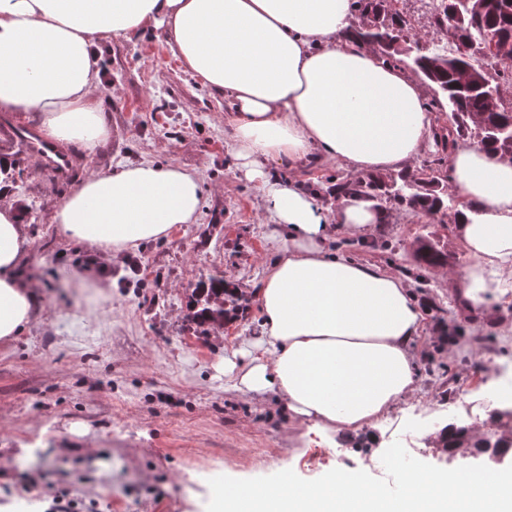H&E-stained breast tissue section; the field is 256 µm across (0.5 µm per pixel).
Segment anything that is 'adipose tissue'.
I'll list each match as a JSON object with an SVG mask.
<instances>
[{"instance_id":"obj_1","label":"adipose tissue","mask_w":512,"mask_h":512,"mask_svg":"<svg viewBox=\"0 0 512 512\" xmlns=\"http://www.w3.org/2000/svg\"><path fill=\"white\" fill-rule=\"evenodd\" d=\"M352 17V0H0V112L38 114L46 139L92 150L109 138L99 50L150 27L164 29L185 71L228 99V150L260 185L279 248L255 292L261 333L220 366L242 397L273 398L308 433L375 427L418 391L424 319L409 281L330 247L336 234L370 241L384 213L344 198L327 217L300 185L269 175L276 164L398 170L434 131L420 84L345 38ZM448 160L470 260L465 298L476 308L512 287V160L462 143ZM200 200L198 173L139 162L87 177L53 221L94 249L102 271L82 285L103 297L106 268L195 223ZM29 244L17 208L1 202L5 343L42 309L40 288L18 272Z\"/></svg>"}]
</instances>
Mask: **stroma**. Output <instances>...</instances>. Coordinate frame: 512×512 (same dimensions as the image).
<instances>
[{"mask_svg": "<svg viewBox=\"0 0 512 512\" xmlns=\"http://www.w3.org/2000/svg\"><path fill=\"white\" fill-rule=\"evenodd\" d=\"M100 68L111 134L91 152L61 147L79 158L80 177L171 163L198 172L202 206L196 223L139 245L140 273L113 268L111 296L95 299L79 285L89 248L52 222L72 184L56 185L34 158L3 147L13 127L34 129L37 119L0 125V159L30 172L0 194L20 208L30 236L22 272L44 295L21 336L0 342V512H45L55 499L70 512H206L212 477L290 469L312 480L372 456L370 473L382 478L381 448L396 441L420 461L464 465L463 456L435 451L424 432L454 419L492 424L476 397L478 375L486 361L512 368V290L483 309L460 303L468 260L456 224L447 230L453 265L426 270L428 286L416 294L424 314L418 396L372 433L294 434L268 400L226 389L216 368L240 337L260 334L257 308L226 324L219 342L186 320L199 280L221 275L251 295L277 255L264 198L225 147L226 101L183 69L160 28L106 43ZM430 229L428 218L396 214L374 232V245L352 240L341 251L399 272L414 264L410 242Z\"/></svg>", "mask_w": 512, "mask_h": 512, "instance_id": "stroma-1", "label": "stroma"}]
</instances>
